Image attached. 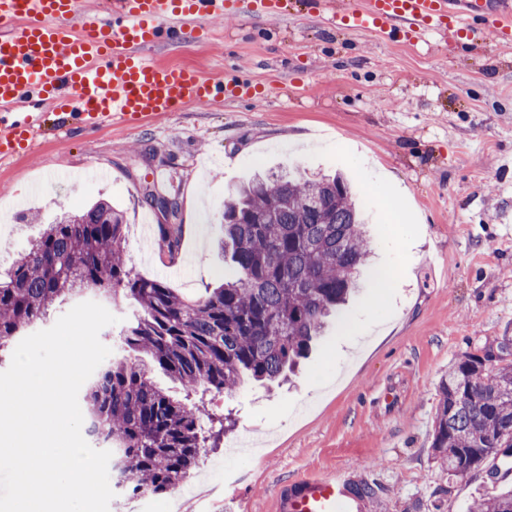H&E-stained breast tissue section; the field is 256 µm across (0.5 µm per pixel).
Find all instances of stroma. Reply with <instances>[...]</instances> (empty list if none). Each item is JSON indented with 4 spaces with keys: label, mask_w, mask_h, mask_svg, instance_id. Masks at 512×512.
I'll list each match as a JSON object with an SVG mask.
<instances>
[{
    "label": "stroma",
    "mask_w": 512,
    "mask_h": 512,
    "mask_svg": "<svg viewBox=\"0 0 512 512\" xmlns=\"http://www.w3.org/2000/svg\"><path fill=\"white\" fill-rule=\"evenodd\" d=\"M204 28L152 56L256 94L87 132L48 115L34 147L0 163V271L56 214L108 198L124 212L129 267L195 299L230 272L219 218L232 190L259 170L343 172L369 217L360 293L291 382L207 393L231 424L205 460L264 438L253 458L226 461L216 482L195 466V494L153 496L141 512H273L279 483L336 468L375 490L377 512H468L512 474L490 459L442 477L432 423L458 358L512 339V46L485 30L355 35L298 4ZM149 190L177 200L176 218L144 204ZM171 220L173 261L160 231Z\"/></svg>",
    "instance_id": "1"
}]
</instances>
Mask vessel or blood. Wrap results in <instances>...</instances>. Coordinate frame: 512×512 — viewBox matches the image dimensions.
<instances>
[{
  "label": "vessel or blood",
  "mask_w": 512,
  "mask_h": 512,
  "mask_svg": "<svg viewBox=\"0 0 512 512\" xmlns=\"http://www.w3.org/2000/svg\"><path fill=\"white\" fill-rule=\"evenodd\" d=\"M284 0H113L112 18L81 0H0V157L30 147L44 109L76 114L93 130L146 123L191 105L249 93L248 85L202 78L145 58L159 43L212 16L281 14ZM328 21L354 34L446 35L468 16L512 44V0H322ZM370 491L347 469L282 483L276 512H371Z\"/></svg>",
  "instance_id": "b4317fda"
}]
</instances>
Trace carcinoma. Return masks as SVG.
Returning a JSON list of instances; mask_svg holds the SVG:
<instances>
[{
  "instance_id": "cac0c4a2",
  "label": "carcinoma",
  "mask_w": 512,
  "mask_h": 512,
  "mask_svg": "<svg viewBox=\"0 0 512 512\" xmlns=\"http://www.w3.org/2000/svg\"><path fill=\"white\" fill-rule=\"evenodd\" d=\"M221 250L231 279L190 300L165 281L147 278L125 261V218L101 199L86 211L60 214L0 275V352L52 305L86 290L121 293L140 314L121 334V355L100 368L83 400L95 441L119 460L126 488L159 496L190 478L210 437L202 420H224L188 405L158 385L164 371L190 395L234 391L242 376L260 383L284 379L305 357L326 318L357 290L371 252L363 218L340 175H258L224 202ZM168 252L178 228L162 229ZM499 340L468 353L439 385L432 455L453 479L482 462L512 455V359ZM474 512H512V487L479 496Z\"/></svg>"
}]
</instances>
